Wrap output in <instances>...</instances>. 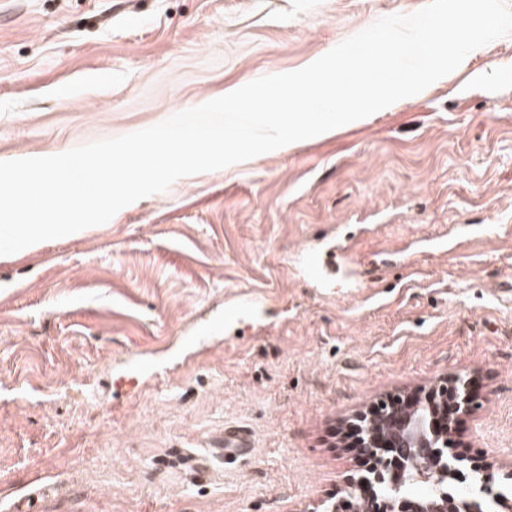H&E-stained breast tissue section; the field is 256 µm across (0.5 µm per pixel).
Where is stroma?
I'll use <instances>...</instances> for the list:
<instances>
[{
  "label": "stroma",
  "instance_id": "35a3bbf8",
  "mask_svg": "<svg viewBox=\"0 0 512 512\" xmlns=\"http://www.w3.org/2000/svg\"><path fill=\"white\" fill-rule=\"evenodd\" d=\"M428 2L0 0V161L150 127ZM508 72L512 35L363 125L0 262V512L34 491L41 512H314L361 472L355 413L457 377V450L512 491ZM321 238L359 264L318 291L288 258ZM251 297L260 320L225 328ZM224 443V458L239 457L249 452V439L245 431L227 427L224 430V440L221 439L220 446Z\"/></svg>",
  "mask_w": 512,
  "mask_h": 512
}]
</instances>
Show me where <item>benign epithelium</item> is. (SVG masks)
<instances>
[{"label": "benign epithelium", "instance_id": "1", "mask_svg": "<svg viewBox=\"0 0 512 512\" xmlns=\"http://www.w3.org/2000/svg\"><path fill=\"white\" fill-rule=\"evenodd\" d=\"M473 406L467 383L457 379L451 386L444 382L421 396L394 397L356 413L350 421L349 445L371 459L373 466L364 474L348 477L343 495L329 498L319 512H482L480 497L458 499L447 494L429 500L376 499L378 468L387 462L383 457L387 448L392 449L393 479L403 473L407 459L424 479L432 474L450 480L466 478L464 455L449 453L442 461L434 456L439 453L438 439L454 446L453 429Z\"/></svg>", "mask_w": 512, "mask_h": 512}]
</instances>
